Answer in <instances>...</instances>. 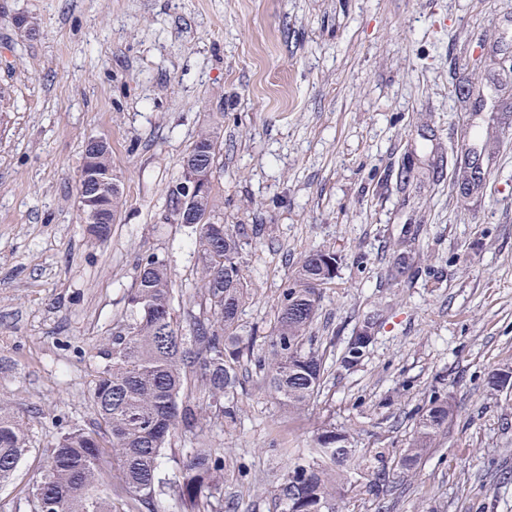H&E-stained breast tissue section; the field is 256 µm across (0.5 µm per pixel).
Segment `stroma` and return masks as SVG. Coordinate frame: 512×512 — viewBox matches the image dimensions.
Listing matches in <instances>:
<instances>
[{
  "label": "stroma",
  "instance_id": "obj_1",
  "mask_svg": "<svg viewBox=\"0 0 512 512\" xmlns=\"http://www.w3.org/2000/svg\"><path fill=\"white\" fill-rule=\"evenodd\" d=\"M204 131L223 223L262 227L244 326L269 335L305 255L338 259L311 327L319 395L292 413L249 375L236 425L204 437L233 461L235 512H274L293 451L329 424L390 471L376 490L353 473L340 512H512V387L489 383L512 367V0H0V398L30 441L0 512H30L59 419L95 428L99 348L130 318L138 260L166 261L176 313L198 302L196 234L168 189ZM92 137L123 192L102 243L78 204ZM465 148L487 172L467 194ZM436 398L453 417L396 469ZM371 338L372 336H368L366 332L363 335L352 336L340 358V366L349 369L357 364L364 356Z\"/></svg>",
  "mask_w": 512,
  "mask_h": 512
}]
</instances>
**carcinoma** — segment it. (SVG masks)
<instances>
[{"label": "carcinoma", "mask_w": 512, "mask_h": 512, "mask_svg": "<svg viewBox=\"0 0 512 512\" xmlns=\"http://www.w3.org/2000/svg\"><path fill=\"white\" fill-rule=\"evenodd\" d=\"M206 148L212 162L218 136L205 132L192 148ZM122 204L112 192L100 202L104 221L87 225L96 240L108 238ZM245 233L231 224L196 226L202 294L198 310L178 319L174 288L165 260L148 255L138 262L135 288L128 296L131 322L100 349L93 406L98 429L76 424L60 432L48 461L30 490L34 512H156V496L170 490L181 512H224V456L192 449L170 477L161 474L164 449L179 434L194 443L203 435L202 411L230 425L238 419L237 388L244 359L254 356L258 336L245 330L239 315L248 298ZM335 254L307 255L282 289L267 356L255 360L268 391L290 410L306 406L323 383L324 354L310 336L322 300V286L336 274ZM371 337L349 340L340 366L351 368L364 356ZM453 408L434 399L422 411L409 448L396 466L410 471L432 447ZM27 451V433L8 402L0 399V485L13 477ZM112 459L116 482L108 488L103 469ZM348 435L328 426L315 438L312 455L291 464L277 480L275 505L281 512H337L345 473L360 465Z\"/></svg>", "instance_id": "carcinoma-1"}]
</instances>
